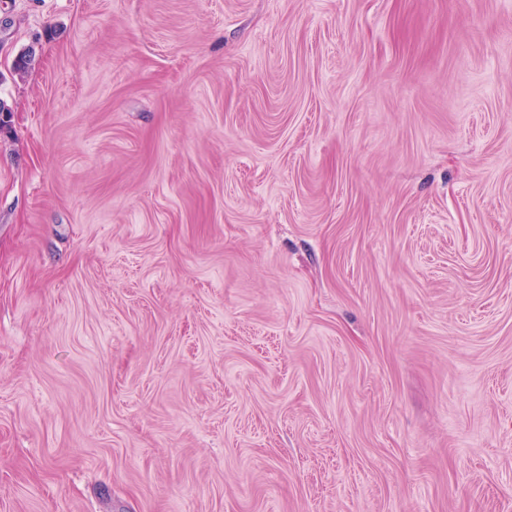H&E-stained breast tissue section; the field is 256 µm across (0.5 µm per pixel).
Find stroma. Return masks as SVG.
Returning <instances> with one entry per match:
<instances>
[{
	"instance_id": "stroma-1",
	"label": "stroma",
	"mask_w": 512,
	"mask_h": 512,
	"mask_svg": "<svg viewBox=\"0 0 512 512\" xmlns=\"http://www.w3.org/2000/svg\"><path fill=\"white\" fill-rule=\"evenodd\" d=\"M0 100V512H512V0H0Z\"/></svg>"
}]
</instances>
